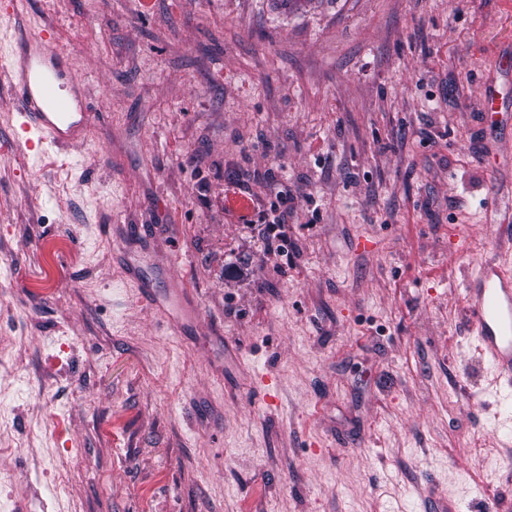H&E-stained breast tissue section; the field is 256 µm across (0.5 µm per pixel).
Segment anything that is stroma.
Here are the masks:
<instances>
[{
	"label": "stroma",
	"mask_w": 512,
	"mask_h": 512,
	"mask_svg": "<svg viewBox=\"0 0 512 512\" xmlns=\"http://www.w3.org/2000/svg\"><path fill=\"white\" fill-rule=\"evenodd\" d=\"M23 27L98 117L17 151L0 79V512H512L468 319L512 261V0H28L0 48ZM280 184L284 257L224 206ZM128 276L136 284V288L146 301V303L156 312L163 315L174 331L182 326L181 314L191 313L197 310L190 289L184 285L175 286L176 297L169 292L157 294L148 282H144L140 277L139 269L136 266L129 267Z\"/></svg>",
	"instance_id": "1"
}]
</instances>
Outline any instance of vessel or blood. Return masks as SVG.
Returning a JSON list of instances; mask_svg holds the SVG:
<instances>
[{"mask_svg":"<svg viewBox=\"0 0 512 512\" xmlns=\"http://www.w3.org/2000/svg\"><path fill=\"white\" fill-rule=\"evenodd\" d=\"M0 76L7 79L24 122L27 139L20 145L75 147L82 144L81 131L94 114L84 96L83 81L72 70L68 55L47 29H21L10 48L0 54ZM143 300L163 315L172 330L182 326V316L197 306L186 286L175 294L156 293L142 281L137 267H130ZM473 303L469 322L480 339L481 350L496 381L512 387V266H481L472 278Z\"/></svg>","mask_w":512,"mask_h":512,"instance_id":"b4317fda","label":"vessel or blood"}]
</instances>
